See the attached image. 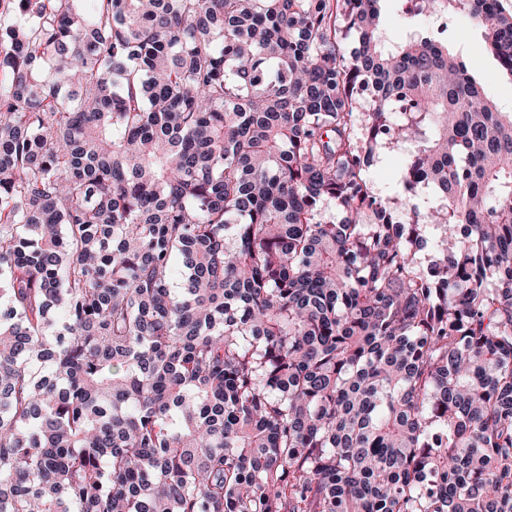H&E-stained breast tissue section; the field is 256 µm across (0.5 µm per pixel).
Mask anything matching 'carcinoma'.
<instances>
[{
	"mask_svg": "<svg viewBox=\"0 0 512 512\" xmlns=\"http://www.w3.org/2000/svg\"><path fill=\"white\" fill-rule=\"evenodd\" d=\"M84 2L0 12V512H512V112L419 25L512 4ZM383 28L389 39L399 40L403 37L406 29V17L399 1L394 0L386 4ZM401 154L390 152L383 156L381 163L374 164L369 172V178L377 194L389 197L398 188L396 173L401 167Z\"/></svg>",
	"mask_w": 512,
	"mask_h": 512,
	"instance_id": "cac0c4a2",
	"label": "carcinoma"
}]
</instances>
